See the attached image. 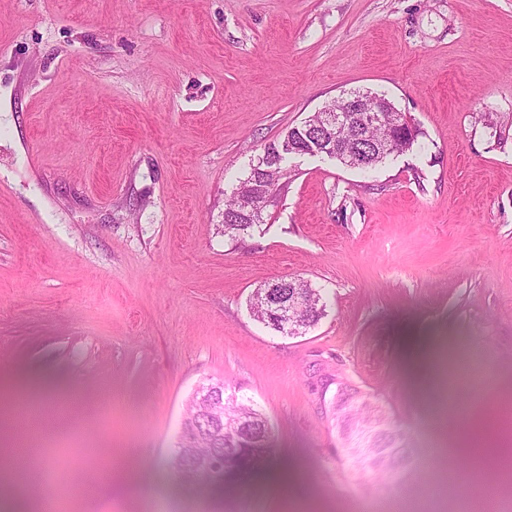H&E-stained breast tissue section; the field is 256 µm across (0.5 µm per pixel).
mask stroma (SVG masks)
I'll use <instances>...</instances> for the list:
<instances>
[{"instance_id":"stroma-1","label":"stroma","mask_w":512,"mask_h":512,"mask_svg":"<svg viewBox=\"0 0 512 512\" xmlns=\"http://www.w3.org/2000/svg\"><path fill=\"white\" fill-rule=\"evenodd\" d=\"M382 94L418 128L375 169L324 155L242 241L224 202L265 146L342 94ZM307 280L304 335L252 293ZM270 426L259 472L183 483L199 386ZM57 417L33 472L67 512H461L480 484L448 451L512 405V0H0V385ZM387 417L399 478L347 459L340 391ZM111 485L87 496V483Z\"/></svg>"}]
</instances>
